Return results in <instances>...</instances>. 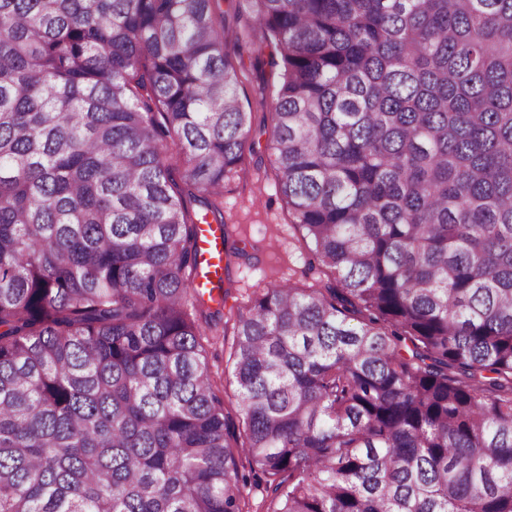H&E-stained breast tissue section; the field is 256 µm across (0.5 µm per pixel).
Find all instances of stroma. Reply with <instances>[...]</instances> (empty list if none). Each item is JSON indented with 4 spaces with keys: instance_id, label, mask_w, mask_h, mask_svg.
Wrapping results in <instances>:
<instances>
[{
    "instance_id": "1",
    "label": "stroma",
    "mask_w": 512,
    "mask_h": 512,
    "mask_svg": "<svg viewBox=\"0 0 512 512\" xmlns=\"http://www.w3.org/2000/svg\"><path fill=\"white\" fill-rule=\"evenodd\" d=\"M234 62L241 70L243 105L254 114L256 141L242 171L224 187L228 245L240 251L224 274V287L227 306L237 309L248 306L258 289L268 284L289 279L305 287L321 273L308 267L301 232L281 200L279 173L266 149L274 77L268 65L249 54L235 56Z\"/></svg>"
}]
</instances>
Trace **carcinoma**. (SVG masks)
<instances>
[{
    "label": "carcinoma",
    "instance_id": "cac0c4a2",
    "mask_svg": "<svg viewBox=\"0 0 512 512\" xmlns=\"http://www.w3.org/2000/svg\"><path fill=\"white\" fill-rule=\"evenodd\" d=\"M238 2L332 281L235 312L220 0H0V512H512V0ZM203 227V240L201 247L203 250V259L209 272L208 277L210 281L215 283L217 276L222 275L224 268V259L222 253V240L225 235V228L220 229L213 225L202 224Z\"/></svg>",
    "mask_w": 512,
    "mask_h": 512
}]
</instances>
